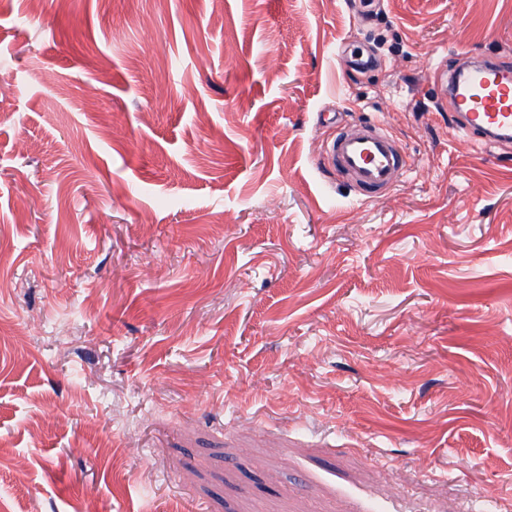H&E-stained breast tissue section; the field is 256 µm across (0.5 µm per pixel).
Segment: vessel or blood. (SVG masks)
Listing matches in <instances>:
<instances>
[{"label":"vessel or blood","instance_id":"obj_1","mask_svg":"<svg viewBox=\"0 0 512 512\" xmlns=\"http://www.w3.org/2000/svg\"><path fill=\"white\" fill-rule=\"evenodd\" d=\"M433 78L448 96V117L457 134L486 145L512 142L511 60L485 55L467 72L438 68ZM323 163L368 199L389 190L396 171L409 165L393 136L380 125L361 123L337 131Z\"/></svg>","mask_w":512,"mask_h":512}]
</instances>
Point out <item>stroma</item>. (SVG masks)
I'll return each instance as SVG.
<instances>
[{"instance_id":"obj_1","label":"stroma","mask_w":512,"mask_h":512,"mask_svg":"<svg viewBox=\"0 0 512 512\" xmlns=\"http://www.w3.org/2000/svg\"><path fill=\"white\" fill-rule=\"evenodd\" d=\"M479 53L512 0H0V512H512V145L430 78ZM322 160L367 199L389 190L395 172L409 167L396 140L378 124L345 125L327 145Z\"/></svg>"}]
</instances>
